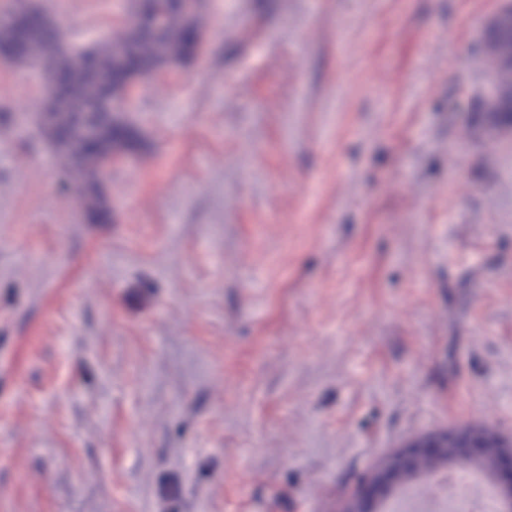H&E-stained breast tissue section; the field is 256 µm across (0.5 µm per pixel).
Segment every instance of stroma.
Wrapping results in <instances>:
<instances>
[{
	"instance_id": "35a3bbf8",
	"label": "stroma",
	"mask_w": 512,
	"mask_h": 512,
	"mask_svg": "<svg viewBox=\"0 0 512 512\" xmlns=\"http://www.w3.org/2000/svg\"><path fill=\"white\" fill-rule=\"evenodd\" d=\"M108 42L125 0H38ZM500 0H203L125 114L112 220L0 64V512H336L383 457L512 434ZM481 53L486 63L488 88L480 112L512 111V1L484 21Z\"/></svg>"
}]
</instances>
